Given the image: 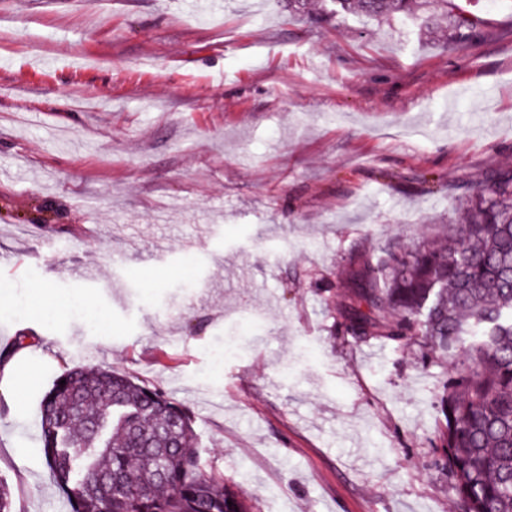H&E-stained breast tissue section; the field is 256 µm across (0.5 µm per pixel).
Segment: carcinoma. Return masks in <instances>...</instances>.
Here are the masks:
<instances>
[{"instance_id": "cac0c4a2", "label": "carcinoma", "mask_w": 512, "mask_h": 512, "mask_svg": "<svg viewBox=\"0 0 512 512\" xmlns=\"http://www.w3.org/2000/svg\"><path fill=\"white\" fill-rule=\"evenodd\" d=\"M319 19L414 14L424 0H328ZM456 40L485 19L460 0H435ZM464 222L441 241L365 256L342 309L362 342L422 338L460 360L442 382L436 467L456 512H512V173L471 183ZM65 385H60V381ZM41 452L73 512H251L206 475L191 411L118 370L63 372L40 405ZM0 512H17L0 480Z\"/></svg>"}]
</instances>
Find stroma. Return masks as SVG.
<instances>
[{"instance_id":"obj_1","label":"stroma","mask_w":512,"mask_h":512,"mask_svg":"<svg viewBox=\"0 0 512 512\" xmlns=\"http://www.w3.org/2000/svg\"><path fill=\"white\" fill-rule=\"evenodd\" d=\"M472 8L462 45L286 0H0V346H19L0 474L20 512H72L38 418L76 366L189 408L204 471L254 512H456L434 464L452 358L357 342L339 308L361 257L442 235L467 183L512 171V10Z\"/></svg>"}]
</instances>
